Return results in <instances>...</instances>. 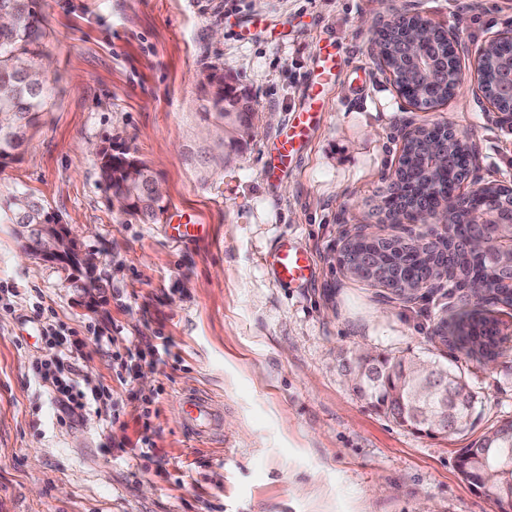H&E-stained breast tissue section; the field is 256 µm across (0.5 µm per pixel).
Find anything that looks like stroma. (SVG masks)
Returning a JSON list of instances; mask_svg holds the SVG:
<instances>
[{
    "label": "stroma",
    "instance_id": "stroma-1",
    "mask_svg": "<svg viewBox=\"0 0 512 512\" xmlns=\"http://www.w3.org/2000/svg\"><path fill=\"white\" fill-rule=\"evenodd\" d=\"M50 96L18 154L0 165V205L24 192L98 262L95 298L60 266L23 254L0 223V512H499L457 467L464 448L512 419V306H487L504 338L486 365L435 335L473 309L453 288L407 304L336 260L344 225L373 209L398 166L405 126L445 122L481 150L482 175L512 178V129L471 78L432 112L406 105L368 53L371 22L416 13L467 46L512 28V0H40ZM336 46L324 73L321 45ZM246 88L270 127L208 165L206 68ZM320 108L288 168L275 149L310 89ZM122 142L164 191L158 223L112 208L99 154ZM175 224L204 236L174 239ZM386 237L428 235L376 224ZM312 276L273 274L282 241ZM84 341L72 377L97 407L62 423L40 308ZM139 351L132 369L123 354ZM414 356L461 372L475 394L466 427L430 435L354 393L360 353ZM189 390L224 416L198 441L179 426ZM149 443L153 458L134 456Z\"/></svg>",
    "mask_w": 512,
    "mask_h": 512
}]
</instances>
